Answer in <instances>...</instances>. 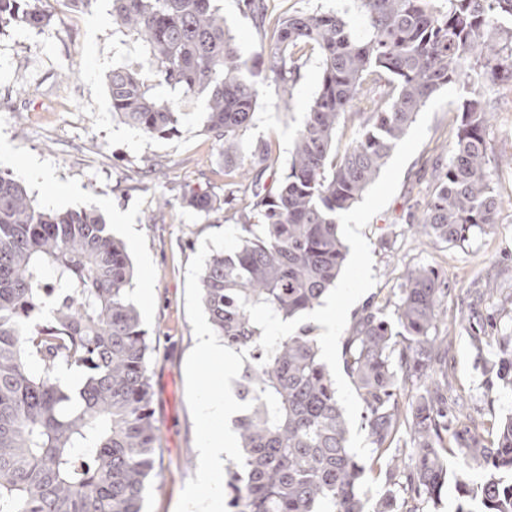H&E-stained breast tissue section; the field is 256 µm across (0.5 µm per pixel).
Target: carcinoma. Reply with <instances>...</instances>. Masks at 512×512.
<instances>
[{
	"mask_svg": "<svg viewBox=\"0 0 512 512\" xmlns=\"http://www.w3.org/2000/svg\"><path fill=\"white\" fill-rule=\"evenodd\" d=\"M39 0H0V30L43 29ZM360 29L333 11L278 19L267 53L279 99L300 76L297 48L321 55L322 78L291 150L288 174L254 184L235 250L215 252L200 275L201 301L224 345L248 352L237 381L246 413L234 420L241 456L228 470L232 512H364L365 466L348 446L349 421L312 328L269 346L253 311L284 318L315 310L346 258L336 218L362 198L392 150L439 89L467 78L448 170L419 232L464 242L498 223L487 167V103L512 83V0H352ZM112 18L144 47L133 66L112 70V114L160 137L177 131L182 104L157 97L204 93L207 131L224 173L240 178L239 144L259 88L250 59L212 0H112ZM358 136L333 154L342 119ZM276 159L258 147L251 165ZM183 202L209 216L230 202L196 191ZM132 263L94 211H45L19 178L0 172V512H142L156 475L151 343L129 297ZM448 288L433 268L406 273L392 315L365 308L343 345L344 367L364 404L376 459L390 465L374 512H426L448 486V348L436 332ZM497 373L512 388V335L496 338ZM87 373L74 391L60 369ZM409 385L414 397L400 401ZM455 512H512V416L488 446L472 441Z\"/></svg>",
	"mask_w": 512,
	"mask_h": 512,
	"instance_id": "carcinoma-1",
	"label": "carcinoma"
}]
</instances>
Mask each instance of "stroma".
Here are the masks:
<instances>
[{"label":"stroma","instance_id":"35a3bbf8","mask_svg":"<svg viewBox=\"0 0 512 512\" xmlns=\"http://www.w3.org/2000/svg\"><path fill=\"white\" fill-rule=\"evenodd\" d=\"M217 5L247 56L259 57L269 36L243 0H217ZM42 6L52 17L44 29L18 24L0 31V149L8 153L0 171L17 175L42 209H95L107 220L113 209L128 213L133 231L122 239L134 267L130 297L150 301L140 317L154 347L159 465L143 510L179 512L187 488L202 482V399L223 393L211 386L208 370L188 375L199 328L209 323L199 276L213 252L238 245L240 214L249 197L238 194L210 216L183 202L193 189L228 193L220 147L205 130L203 101H196L170 137L146 135L113 117L107 78L112 69L139 61L143 47L114 23L111 0H93L84 10L70 9L63 0H43ZM302 62L286 104L269 89L267 69L256 76L260 95L241 153L247 157L258 145H270L277 165L264 173L267 185L286 172L294 138L319 88L318 52L304 49ZM463 96L459 84L434 93L360 202L338 216L348 254L323 304L285 322L255 315L272 341L311 327L322 354L332 356L329 369L349 420V445L366 469L369 506L381 492L382 477L362 424V400L344 368L342 344L363 309L397 301L406 266L436 268L448 285L446 315L437 327L454 338L448 400L464 402L468 412L459 430L487 445L499 420L512 413V390L503 387L494 368L496 337L512 333V85L501 86L492 100L487 129L489 166L497 173L494 192L502 202L499 224L461 243L422 242L413 232L450 160ZM162 196L169 205L157 222H149Z\"/></svg>","mask_w":512,"mask_h":512}]
</instances>
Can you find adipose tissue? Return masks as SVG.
Instances as JSON below:
<instances>
[{"label": "adipose tissue", "mask_w": 512, "mask_h": 512, "mask_svg": "<svg viewBox=\"0 0 512 512\" xmlns=\"http://www.w3.org/2000/svg\"><path fill=\"white\" fill-rule=\"evenodd\" d=\"M197 350L202 363L208 365L212 372V382L221 385L229 382L233 370L240 360L237 352L224 349L208 331H201ZM237 410V401L232 393L221 397L206 398L202 407L203 426L202 441L199 448L204 464L205 475L215 474L228 460L233 459L236 448L234 435L230 432L215 433L214 428L223 424Z\"/></svg>", "instance_id": "1"}]
</instances>
